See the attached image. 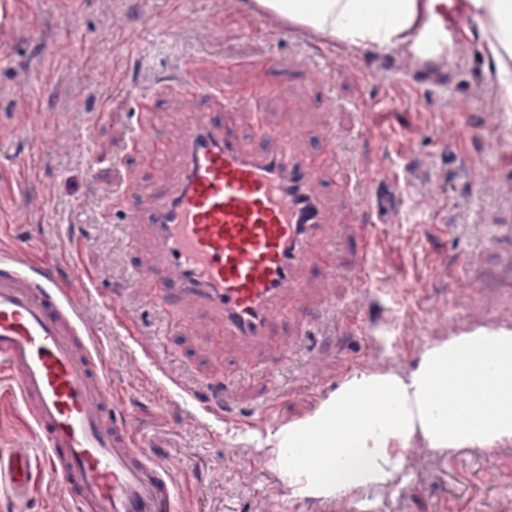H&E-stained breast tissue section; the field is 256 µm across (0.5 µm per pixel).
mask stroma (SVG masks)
<instances>
[{"instance_id": "1", "label": "stroma", "mask_w": 512, "mask_h": 512, "mask_svg": "<svg viewBox=\"0 0 512 512\" xmlns=\"http://www.w3.org/2000/svg\"><path fill=\"white\" fill-rule=\"evenodd\" d=\"M277 21L261 19L249 0H0V167L35 157L26 182L0 198V251L23 243L25 255L48 267L59 284L81 290L79 271L92 275L99 295L117 296L124 320L140 333L131 349L121 330L94 301L83 313L103 344L105 369L124 392L136 445L149 449L177 481L179 512H275L291 493L269 463L255 433L304 413L314 392L339 386L356 371L409 367L433 339L457 321L492 325L485 308L492 294L470 272L497 263L482 246L484 224L506 203L512 188L499 174L512 170V154L499 150L501 126L491 91L479 90L484 61L478 46L448 77L446 91L412 92L398 83L406 63L394 49L350 53L292 29L276 35ZM272 55L279 66L255 95L251 60ZM200 56L210 66L194 71L213 93L238 95L243 131L258 123L289 121L305 149L325 160L334 272L309 275L312 318L301 332L282 336L290 355L272 360L264 350L242 369L232 346L214 333L212 315L199 309L182 325L173 299L152 301L132 279L155 258L148 233L130 238L128 211L145 209L159 183L178 187L185 159L177 133L200 99L155 93L149 108L139 95ZM383 107L368 112L370 100ZM382 165L398 181L397 209H381L376 226L387 248L375 271L379 288L416 290L411 306L387 296L357 293L352 314L364 327H342L327 312L355 291L352 271L361 262L354 209L337 197L334 177L352 167ZM481 171L485 191L472 189ZM398 319L399 345H373L372 334ZM232 391L239 423L202 414L198 398L211 380ZM271 419L255 416L268 393ZM38 448L39 434L0 374V450ZM381 512H502L512 499V461L499 448H456L439 454L406 452L392 485L367 490ZM53 478L31 500L0 497V512H71Z\"/></svg>"}]
</instances>
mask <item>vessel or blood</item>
I'll list each match as a JSON object with an SVG mask.
<instances>
[{
  "mask_svg": "<svg viewBox=\"0 0 512 512\" xmlns=\"http://www.w3.org/2000/svg\"><path fill=\"white\" fill-rule=\"evenodd\" d=\"M440 57L455 66L460 44L453 30L464 16L438 0ZM412 89L441 83L416 47ZM221 119L212 107L188 115L180 133L186 171L176 190L158 189L148 214L157 263L137 269L142 293L158 281L177 291L182 318L192 322L198 306L209 307L225 338L239 346L282 351L279 326L301 321L307 310L306 269L327 263L328 222L319 190L323 161L302 151L288 130L258 128L257 139L273 148L245 147L235 135V105L222 100ZM374 183L359 171L337 185V195L358 209L362 251L378 238L363 195ZM493 249L512 253V219L489 226ZM22 246L0 253V369L17 383L20 405L44 438V448L0 452V493L22 502L32 497L36 473L59 479L75 512H175L170 472L128 434L117 388L104 371L103 352L90 338L82 306L53 274L24 261ZM227 385L210 386L203 411L222 417Z\"/></svg>",
  "mask_w": 512,
  "mask_h": 512,
  "instance_id": "1",
  "label": "vessel or blood"
}]
</instances>
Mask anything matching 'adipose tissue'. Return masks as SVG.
Segmentation results:
<instances>
[{
  "mask_svg": "<svg viewBox=\"0 0 512 512\" xmlns=\"http://www.w3.org/2000/svg\"><path fill=\"white\" fill-rule=\"evenodd\" d=\"M308 34L355 51L417 40L435 0H252ZM498 112H512V0H464ZM437 451L512 444V328L478 326L433 340L405 372L347 376L304 414L267 432L266 454L297 498L391 484L414 443Z\"/></svg>",
  "mask_w": 512,
  "mask_h": 512,
  "instance_id": "1",
  "label": "adipose tissue"
}]
</instances>
